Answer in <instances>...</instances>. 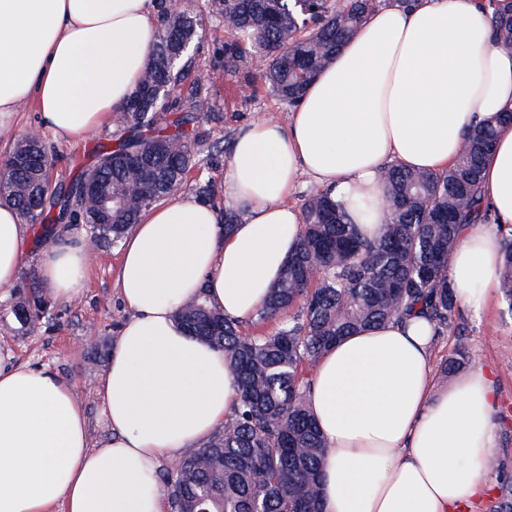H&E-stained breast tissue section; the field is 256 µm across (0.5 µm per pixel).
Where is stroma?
Segmentation results:
<instances>
[{"instance_id": "1", "label": "stroma", "mask_w": 512, "mask_h": 512, "mask_svg": "<svg viewBox=\"0 0 512 512\" xmlns=\"http://www.w3.org/2000/svg\"><path fill=\"white\" fill-rule=\"evenodd\" d=\"M179 7H192L203 20L202 37L192 57L195 71L204 76L202 87L217 121L199 117L196 122L204 145L195 155V163L180 191L192 194L197 184L213 181L218 194L215 208L226 203L224 149L230 146L236 129L248 122L267 117L287 121L286 108L269 95L259 83L260 74L268 66L267 59L250 58L249 82L225 77L219 51L224 44V20L215 10L212 0H177ZM116 127L107 124L90 133L76 144L56 143L50 134L43 142L53 158L54 184H68L74 174L96 161L99 146L111 143ZM120 260L119 247L105 243L89 256L88 270L79 293L67 301H52L48 314L34 330L20 332L12 314L15 290L0 296V349L9 351L15 362L36 368H46L70 381L79 407L86 415L92 438L107 432L99 416L97 388L105 369L84 338L87 325H96L106 339L118 336L127 318L115 288V275ZM462 334L448 333L438 337L434 346V364H441L465 349L477 356L478 367L492 373L498 405L512 404V314L501 298H494L488 308L475 311L459 308ZM495 458L497 470L489 475L491 488L487 496L462 512H492L497 502L500 480L512 479V419L497 420Z\"/></svg>"}]
</instances>
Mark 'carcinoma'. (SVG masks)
<instances>
[{
  "instance_id": "cac0c4a2",
  "label": "carcinoma",
  "mask_w": 512,
  "mask_h": 512,
  "mask_svg": "<svg viewBox=\"0 0 512 512\" xmlns=\"http://www.w3.org/2000/svg\"><path fill=\"white\" fill-rule=\"evenodd\" d=\"M381 0H219L224 17V74L246 68L250 55L269 59L262 80L292 107L336 50ZM499 44L512 49V0H481ZM157 42L139 85L115 115L113 145L97 151L99 161L55 191L43 144L15 143L0 162V197L23 220L52 233L56 225L85 224L90 238L119 244L142 213L166 200L185 182L202 145L195 113L218 120L198 81H188L192 48L201 19L170 0H156ZM496 129L484 125L466 139L456 161L440 171L388 165L386 219L375 240L346 223L326 192L309 194L303 231L269 297L249 320L224 317L205 294L186 302L178 320L224 351L235 375L239 405L209 438L188 448L179 466L167 464L160 489L169 512H320V482L328 444L308 405L314 369L323 354L354 331L419 315L439 336L451 328L458 300L449 279L463 229L486 224L489 208L479 185L483 161ZM34 160L12 164L16 155ZM99 191L85 199L83 182ZM139 183L137 197L123 189ZM114 198L112 209L100 198ZM502 266L499 292L512 312V225L499 226ZM49 299L41 288L18 291L13 305L20 328L45 317ZM274 323L267 330L265 325ZM474 362L466 351L449 358L443 376ZM495 512H512V483L498 486Z\"/></svg>"
}]
</instances>
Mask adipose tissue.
<instances>
[{
    "label": "adipose tissue",
    "mask_w": 512,
    "mask_h": 512,
    "mask_svg": "<svg viewBox=\"0 0 512 512\" xmlns=\"http://www.w3.org/2000/svg\"><path fill=\"white\" fill-rule=\"evenodd\" d=\"M153 0H0V132L22 102L58 143L84 140L121 109L151 58ZM512 109V50L477 0H384L308 85L287 122L240 126L224 189L240 215L181 194L127 234L116 286L129 312L98 399L108 435L92 440L72 384L0 356V512H164L157 473L205 441L237 406L223 351L178 325L206 291L248 320L296 251L300 178L329 191L362 235L377 238L381 174L396 163L438 171L478 123ZM482 192L512 224V127L500 129ZM32 228L0 205V289L13 287ZM499 232L467 227L450 278L465 306L499 287ZM89 251L59 237L37 263L55 299L75 295ZM434 336L412 316L342 338L314 370L309 407L330 445L322 512H459L485 491L495 448L493 382L482 369L433 381Z\"/></svg>",
    "instance_id": "ef3b65f1"
}]
</instances>
